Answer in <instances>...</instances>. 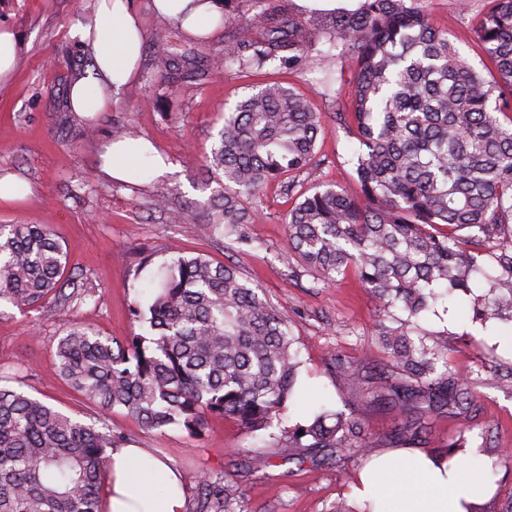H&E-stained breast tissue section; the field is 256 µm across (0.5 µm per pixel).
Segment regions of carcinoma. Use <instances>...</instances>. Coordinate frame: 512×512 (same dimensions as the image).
<instances>
[{"instance_id": "carcinoma-1", "label": "carcinoma", "mask_w": 512, "mask_h": 512, "mask_svg": "<svg viewBox=\"0 0 512 512\" xmlns=\"http://www.w3.org/2000/svg\"><path fill=\"white\" fill-rule=\"evenodd\" d=\"M234 2L224 0L223 21L236 26L216 67L255 73L277 60L295 72L318 57L327 61L321 83L333 103L336 67L353 70L360 194L304 186L301 173L324 164L316 153L323 113L270 81L224 113L205 156L217 184L213 233L252 246L259 192L279 184L294 199L287 252L313 273L314 287L352 271L379 304L373 336L389 365L374 373L336 354V376L365 385L406 417L383 438L352 412L282 426L298 375L295 322L236 267L203 254L163 263L146 283L140 274L153 254L142 255L130 313L149 323V334L120 343L73 327L57 343L59 374L89 402L148 429L177 426L198 438L208 417L232 418L250 433L267 432L284 460L296 448H331L342 460L383 443L427 445L437 419L467 409L489 365L482 358L467 375L448 370V333L424 329L423 315L480 285L486 291L473 322H512V0H488L470 28L489 62L485 73L433 26L426 0H358L327 13L273 6L239 21ZM157 38L166 48L153 60L155 76L173 87L196 74L194 47ZM66 269L50 226L0 225V302L34 307L52 295L64 303ZM122 440L108 426L101 431L0 385V512H101L108 450ZM245 465L259 473L271 456L249 450ZM199 484V512H243L236 482L205 474Z\"/></svg>"}]
</instances>
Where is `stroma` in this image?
<instances>
[{
	"label": "stroma",
	"instance_id": "obj_1",
	"mask_svg": "<svg viewBox=\"0 0 512 512\" xmlns=\"http://www.w3.org/2000/svg\"><path fill=\"white\" fill-rule=\"evenodd\" d=\"M95 2L0 0V26H9L16 35L14 70L0 80V178L17 176L34 186L23 202L0 203V224L50 225L68 252V271L78 276L80 285L79 299L65 306L51 298L34 310L0 304V383L22 388L86 423L106 422L126 444L169 460L184 478L187 512H196L198 478L204 472L232 475L246 488L244 512H329L336 501L348 499L364 458L353 457L343 469L322 458L287 463L277 458L264 471L247 474L244 451L270 447L263 433H247L222 417L209 418L204 436L197 439L177 428H145L124 411L97 408L64 382L55 352L59 338L75 323L120 342L138 332L139 324L129 312V279L140 250L154 251L158 265L180 253H204L217 262L235 263L272 306L287 310L295 321L302 361L298 378L305 390L287 411V424L305 421L314 412L349 408L369 432L390 434L402 412L337 379L329 366L336 353L373 367L385 365L372 336L378 306L368 288L351 273L329 287H313L311 275L301 271L296 259L286 258L283 245L292 202L276 185L261 193L264 215L251 227L255 247L249 252H239L214 236L207 216L214 187L202 157L221 126L219 115L253 87L274 80L288 82L324 114L328 131L318 150L327 162L307 174V184L330 183L358 194L347 163L357 144L355 131L338 119L339 113L350 110V94L342 92L334 103L325 100L323 65L318 61L293 73L273 64L258 74L214 70L213 59L224 52L226 31L221 26L198 43L204 77L162 88L151 70L160 49L154 36L163 31L174 42L185 36L177 23L152 12L150 0H130L147 36L140 75L111 111L100 114L96 134L84 135V120L70 108L68 92L90 59L70 31L78 24L79 12ZM483 8L484 0H469L465 11L459 0H427L433 25L456 36L479 70L486 59L471 42L469 29ZM117 125L132 127L148 140L172 163V171L158 176L149 170L126 181L105 178L100 165ZM160 194L167 195L171 209L182 211V223H170L171 210L153 207ZM422 325L447 331L449 361L457 372H467L480 353L493 354L495 367L483 373L470 417L436 421L433 444L426 452L437 454L440 445L468 431L472 445L479 448L480 469L493 484L491 496L478 502L481 512H505L512 501V466L499 465L498 460L512 448V388L505 387L498 371L512 366V352L496 346L493 338L512 336V323H497L494 335H487L473 322L470 308L455 301L447 320L429 314Z\"/></svg>",
	"mask_w": 512,
	"mask_h": 512
}]
</instances>
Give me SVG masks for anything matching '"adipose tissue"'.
Instances as JSON below:
<instances>
[{
  "mask_svg": "<svg viewBox=\"0 0 512 512\" xmlns=\"http://www.w3.org/2000/svg\"><path fill=\"white\" fill-rule=\"evenodd\" d=\"M152 11L170 19L188 35L205 38L220 22L215 0H151ZM76 35L91 63L74 80L69 104L93 118L112 109L137 78L145 34L128 0H98L94 24ZM485 478L474 458L448 463L423 452L388 450L371 459L356 475L350 494L371 512H465L481 496ZM103 512H185L186 499L178 471L146 449L116 448L105 482Z\"/></svg>",
  "mask_w": 512,
  "mask_h": 512,
  "instance_id": "ef3b65f1",
  "label": "adipose tissue"
}]
</instances>
